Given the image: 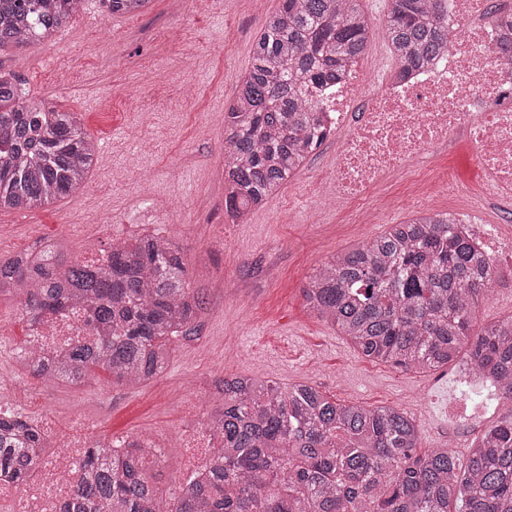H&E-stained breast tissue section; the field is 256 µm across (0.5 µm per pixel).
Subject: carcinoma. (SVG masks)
<instances>
[{
  "mask_svg": "<svg viewBox=\"0 0 512 512\" xmlns=\"http://www.w3.org/2000/svg\"><path fill=\"white\" fill-rule=\"evenodd\" d=\"M83 0H0V48L43 40ZM109 14H139L147 0H100ZM361 0H281L270 13L224 112V205L246 221L301 170L315 141L313 86L330 83L364 54L372 36ZM445 0H387L384 35L396 63L444 47ZM96 147L77 113L28 97L0 68V211L34 210L83 187ZM448 212L392 224L341 251L310 277V312L365 358L406 370L447 366L467 349L474 367L512 394V320L473 328L489 281L486 261ZM45 254L35 268L5 270L0 295L24 299L28 324L66 305L91 307L95 344L34 365L77 385L97 370L134 387L161 375L176 338L193 339L209 306L189 281L182 248L156 234L112 244L110 263ZM206 426L220 441L206 474L175 491L170 512H512V417L473 441L466 463L446 448L417 452L414 418L390 406L338 403L318 388H282L250 375L222 379ZM46 452L41 430L0 416V476L27 481ZM84 479L62 512H161L151 468L157 449L119 451L96 439Z\"/></svg>",
  "mask_w": 512,
  "mask_h": 512,
  "instance_id": "obj_1",
  "label": "carcinoma"
}]
</instances>
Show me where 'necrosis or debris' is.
Segmentation results:
<instances>
[{"mask_svg":"<svg viewBox=\"0 0 512 512\" xmlns=\"http://www.w3.org/2000/svg\"><path fill=\"white\" fill-rule=\"evenodd\" d=\"M448 49L416 67L371 69L365 60L347 68L318 96L319 139L336 144L329 186L337 202L355 210L360 222L374 223L394 207L430 210L453 192L450 178L429 172L433 153L456 134L472 144L484 172L482 193L512 198V7L491 10L490 0H448ZM398 176L410 192L381 193ZM477 251L492 266L490 281L512 278V266L496 256L512 255L495 225L472 218L464 226ZM95 343L81 307L68 306L32 329L13 371L0 372V413L18 414L25 404L12 398L17 375L28 372L29 354L58 355L70 342ZM88 432L74 426L65 451L45 457L28 491L15 498L0 481V512H59L58 505L78 483Z\"/></svg>","mask_w":512,"mask_h":512,"instance_id":"4bbe7bcc","label":"necrosis or debris"}]
</instances>
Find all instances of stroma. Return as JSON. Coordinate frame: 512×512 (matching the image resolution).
Returning <instances> with one entry per match:
<instances>
[{
  "label": "stroma",
  "mask_w": 512,
  "mask_h": 512,
  "mask_svg": "<svg viewBox=\"0 0 512 512\" xmlns=\"http://www.w3.org/2000/svg\"><path fill=\"white\" fill-rule=\"evenodd\" d=\"M280 0H150L136 17L106 15L99 0L81 9L50 41L0 50V64L18 73L30 96L77 112L94 142H107L106 165L90 170L81 189L34 210L0 212V256L57 236L71 256L97 257L111 239L143 236L174 224L190 271H203L210 305L197 338L175 341L166 373L139 386L113 385L97 372L86 385L41 384L21 377L15 395L44 404L59 436L76 422L112 439L151 438L163 450L152 474L169 512L183 480L185 433L201 428L219 405L190 380L257 375L288 388L316 386L340 403L393 406L420 428V451L440 446L466 457L472 440L507 419L491 411L457 429L448 408L458 402L455 365L404 371L362 357L345 337L306 307L302 290L330 255L401 223L394 210L378 223H358L323 194L306 200L308 184L325 177L335 155L327 146L246 221L224 209V111L250 67L266 15ZM144 101L153 123L142 126L132 105ZM458 186L437 208L460 218L478 213L512 239V199L474 200L483 174L471 144L456 136L432 159ZM512 319V283L479 302L473 324Z\"/></svg>",
  "instance_id": "1"
}]
</instances>
